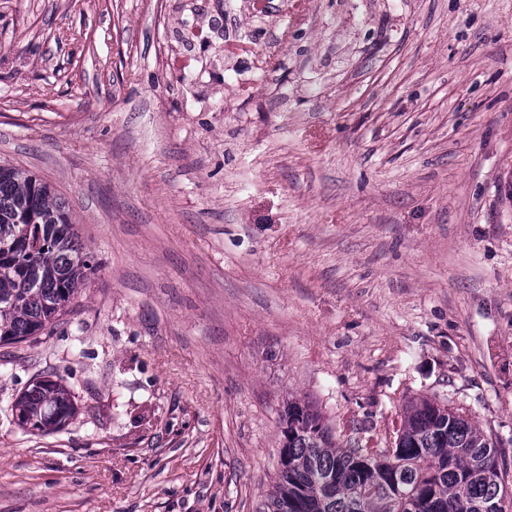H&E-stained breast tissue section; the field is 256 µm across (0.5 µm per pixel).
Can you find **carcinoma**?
Returning a JSON list of instances; mask_svg holds the SVG:
<instances>
[{
	"mask_svg": "<svg viewBox=\"0 0 512 512\" xmlns=\"http://www.w3.org/2000/svg\"><path fill=\"white\" fill-rule=\"evenodd\" d=\"M65 205L27 170L0 165V345L54 329L95 273ZM31 435L77 413L62 378L34 381L12 405ZM272 490L257 512H509L512 492L493 441L461 410L411 401L391 448L337 443L323 414L291 398Z\"/></svg>",
	"mask_w": 512,
	"mask_h": 512,
	"instance_id": "obj_1",
	"label": "carcinoma"
}]
</instances>
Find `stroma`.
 Returning <instances> with one entry per match:
<instances>
[{"label":"stroma","mask_w":512,"mask_h":512,"mask_svg":"<svg viewBox=\"0 0 512 512\" xmlns=\"http://www.w3.org/2000/svg\"><path fill=\"white\" fill-rule=\"evenodd\" d=\"M0 164L100 265L0 346V512H255L291 396L369 447L439 399L512 476V0H0ZM71 388L62 378L33 381L12 405L19 410L17 425L32 435H50L64 430L77 413Z\"/></svg>","instance_id":"stroma-1"}]
</instances>
